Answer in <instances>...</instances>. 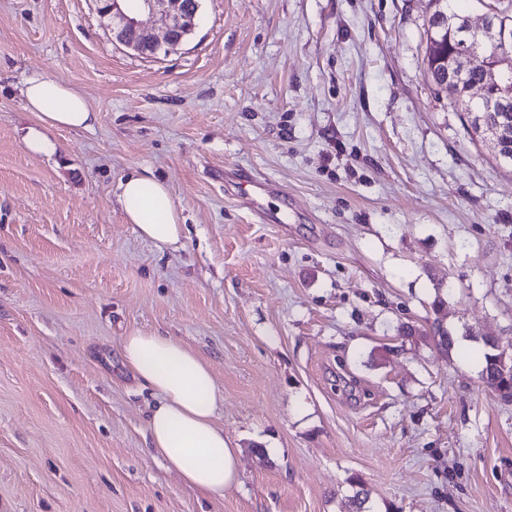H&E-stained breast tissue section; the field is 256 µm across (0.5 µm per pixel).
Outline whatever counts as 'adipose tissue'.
<instances>
[{"mask_svg":"<svg viewBox=\"0 0 512 512\" xmlns=\"http://www.w3.org/2000/svg\"><path fill=\"white\" fill-rule=\"evenodd\" d=\"M21 96L25 109L37 115L23 135L24 148L34 157L58 154L55 130H89L98 121L78 91L54 78L27 79ZM118 190L125 219L141 237L160 247L180 243L183 226L166 184L151 173L134 171ZM121 354L126 368L154 398L146 417L154 458L200 496L223 494L239 478V450L215 422L224 391L208 364L178 339L154 332L123 336Z\"/></svg>","mask_w":512,"mask_h":512,"instance_id":"1","label":"adipose tissue"}]
</instances>
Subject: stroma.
I'll return each instance as SVG.
<instances>
[{"instance_id": "35a3bbf8", "label": "stroma", "mask_w": 512, "mask_h": 512, "mask_svg": "<svg viewBox=\"0 0 512 512\" xmlns=\"http://www.w3.org/2000/svg\"><path fill=\"white\" fill-rule=\"evenodd\" d=\"M433 10L202 0L181 49L146 57L92 0H0V512H352L359 487L368 512H512V403L432 331L512 356V168L427 74ZM41 76L99 114L50 160L22 143ZM142 169L178 248L125 220ZM135 330L223 388V495L151 455ZM118 190L125 219L141 237L160 248L180 243L184 224L166 184L147 171H133L119 182Z\"/></svg>"}]
</instances>
